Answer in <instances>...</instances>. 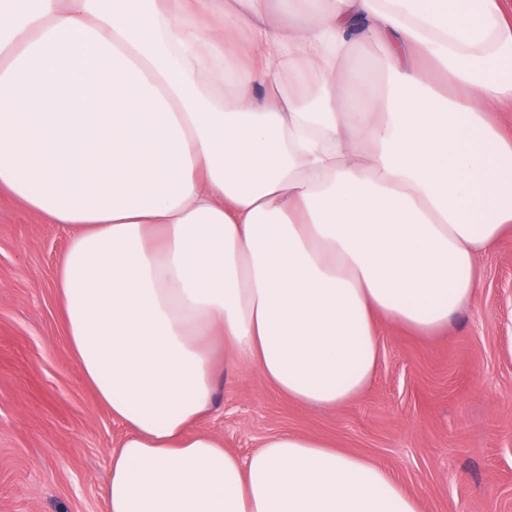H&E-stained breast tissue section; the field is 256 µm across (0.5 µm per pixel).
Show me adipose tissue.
<instances>
[{"label":"adipose tissue","mask_w":512,"mask_h":512,"mask_svg":"<svg viewBox=\"0 0 512 512\" xmlns=\"http://www.w3.org/2000/svg\"><path fill=\"white\" fill-rule=\"evenodd\" d=\"M206 2L218 24L195 0H0V194L68 237V350L126 428L105 510L419 512L324 441L278 434L242 459L196 425L218 363L338 406L372 384L380 322L431 336L471 300L512 229L494 119L512 106V9ZM359 39L385 62L360 99L337 73Z\"/></svg>","instance_id":"adipose-tissue-1"}]
</instances>
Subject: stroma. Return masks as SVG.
I'll return each mask as SVG.
<instances>
[{
  "mask_svg": "<svg viewBox=\"0 0 512 512\" xmlns=\"http://www.w3.org/2000/svg\"><path fill=\"white\" fill-rule=\"evenodd\" d=\"M65 249L57 225L0 200V512H103L125 433L67 350L53 286ZM479 276L436 335L381 325L379 367L356 400L306 407L227 368L200 430L240 457L281 433L330 441L391 471L419 512H512L511 236Z\"/></svg>",
  "mask_w": 512,
  "mask_h": 512,
  "instance_id": "obj_1",
  "label": "stroma"
}]
</instances>
